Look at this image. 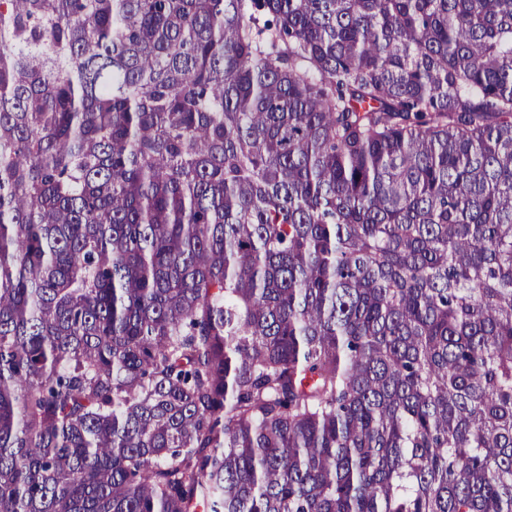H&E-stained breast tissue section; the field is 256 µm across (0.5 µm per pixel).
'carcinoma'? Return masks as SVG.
<instances>
[{
    "label": "carcinoma",
    "instance_id": "obj_1",
    "mask_svg": "<svg viewBox=\"0 0 512 512\" xmlns=\"http://www.w3.org/2000/svg\"><path fill=\"white\" fill-rule=\"evenodd\" d=\"M512 512V0H0V512Z\"/></svg>",
    "mask_w": 512,
    "mask_h": 512
}]
</instances>
